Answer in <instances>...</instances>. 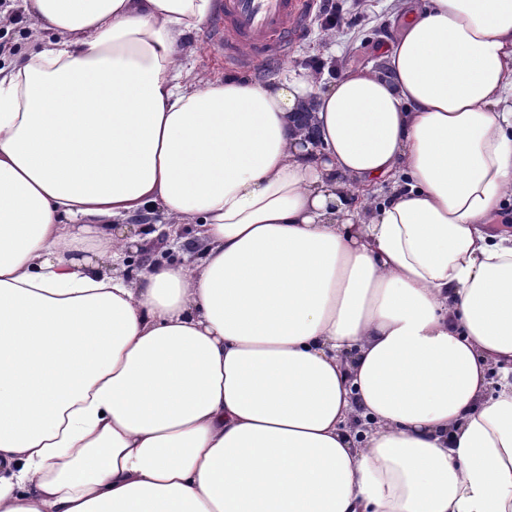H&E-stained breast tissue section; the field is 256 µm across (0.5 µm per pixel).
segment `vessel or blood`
Masks as SVG:
<instances>
[{
  "instance_id": "obj_1",
  "label": "vessel or blood",
  "mask_w": 512,
  "mask_h": 512,
  "mask_svg": "<svg viewBox=\"0 0 512 512\" xmlns=\"http://www.w3.org/2000/svg\"><path fill=\"white\" fill-rule=\"evenodd\" d=\"M309 5L310 0H223L212 44L226 59L252 64L286 45Z\"/></svg>"
}]
</instances>
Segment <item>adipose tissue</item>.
<instances>
[{
	"instance_id": "1",
	"label": "adipose tissue",
	"mask_w": 512,
	"mask_h": 512,
	"mask_svg": "<svg viewBox=\"0 0 512 512\" xmlns=\"http://www.w3.org/2000/svg\"><path fill=\"white\" fill-rule=\"evenodd\" d=\"M19 8L0 512H512V0L325 84L195 72L215 0ZM141 213L198 253L128 272ZM7 27H9V33L6 36L5 30ZM40 35L41 33L33 20H24L17 17L12 21L3 22L0 27L1 65L5 45H8L9 50H11L10 54L15 57L36 45Z\"/></svg>"
}]
</instances>
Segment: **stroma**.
<instances>
[{
    "mask_svg": "<svg viewBox=\"0 0 512 512\" xmlns=\"http://www.w3.org/2000/svg\"><path fill=\"white\" fill-rule=\"evenodd\" d=\"M345 21L322 28L319 17H311L294 29L284 55H270L248 67H236L220 59L209 32L189 41L197 72L210 77H247L259 82L279 75L284 67L317 71L330 81L345 69L379 65L377 47L394 42L400 34L398 0H335Z\"/></svg>",
    "mask_w": 512,
    "mask_h": 512,
    "instance_id": "35a3bbf8",
    "label": "stroma"
}]
</instances>
